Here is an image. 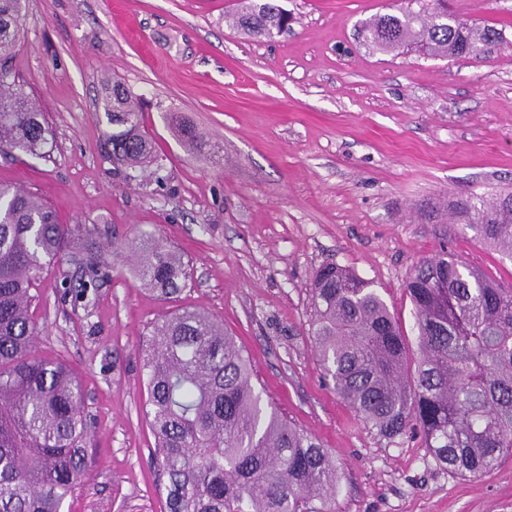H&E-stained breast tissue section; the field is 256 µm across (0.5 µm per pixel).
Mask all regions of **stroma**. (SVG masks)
Wrapping results in <instances>:
<instances>
[{
    "instance_id": "1",
    "label": "stroma",
    "mask_w": 512,
    "mask_h": 512,
    "mask_svg": "<svg viewBox=\"0 0 512 512\" xmlns=\"http://www.w3.org/2000/svg\"><path fill=\"white\" fill-rule=\"evenodd\" d=\"M236 0H27L13 69L53 131L42 157L0 155V185L25 188L103 247L145 233L180 252L177 304L110 262L74 302L69 257L46 266L31 311L38 354L78 374L89 471L63 512H166L145 418L140 339L173 306L206 310L249 356L252 380L292 425L329 448L336 512H512V460L462 478L419 435L381 438L324 377L308 329L323 265L370 281L415 342L405 283L449 254L512 288V258L450 223L445 205L512 189V0H448L501 30L480 57L368 47L361 25L408 0H275L288 32L253 40ZM119 81L144 102L158 174L126 178L106 144L102 100ZM181 113L212 145L184 148Z\"/></svg>"
}]
</instances>
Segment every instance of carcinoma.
I'll use <instances>...</instances> for the list:
<instances>
[{"mask_svg": "<svg viewBox=\"0 0 512 512\" xmlns=\"http://www.w3.org/2000/svg\"><path fill=\"white\" fill-rule=\"evenodd\" d=\"M24 0H0V149L40 157L52 132L10 64ZM417 11L380 14L364 37L383 53L417 45L439 56H478L500 32L450 19L447 0H415ZM272 3L242 0L233 23L260 40L288 27ZM104 110L107 144L131 170L159 162L142 132L144 112L119 84ZM179 140L215 149L177 112L165 113ZM452 223L512 258V192L452 203ZM135 257L143 286L178 300L190 278L160 237L112 243V257ZM81 257L86 299L106 266L96 243H75V228L35 194L0 186V512H62L86 476L88 434L77 377L35 350L31 314L40 275L61 256ZM406 290L415 310L417 356L372 284L332 264L315 275L308 330L324 378L356 414L389 441L418 430L448 471L485 473L512 457V289L442 255L422 263ZM145 416L155 460L167 476V512H336L341 475L332 453L291 425L252 383L250 359L224 323L181 307L142 337Z\"/></svg>", "mask_w": 512, "mask_h": 512, "instance_id": "obj_1", "label": "carcinoma"}]
</instances>
